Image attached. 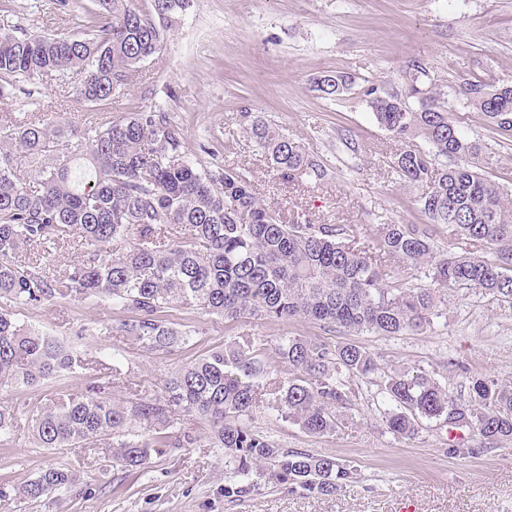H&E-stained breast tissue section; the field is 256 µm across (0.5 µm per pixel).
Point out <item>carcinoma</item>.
<instances>
[{"instance_id":"cac0c4a2","label":"carcinoma","mask_w":512,"mask_h":512,"mask_svg":"<svg viewBox=\"0 0 512 512\" xmlns=\"http://www.w3.org/2000/svg\"><path fill=\"white\" fill-rule=\"evenodd\" d=\"M96 9L76 35L35 36L0 29V97L34 94L44 77H75L83 102L99 104L121 92L132 71L160 49L164 29L129 0H94ZM187 0H149L166 22ZM418 66L405 95L367 91L378 124L400 141L424 138L430 149L402 148L392 168L422 183L420 212L427 224L376 225L357 241L350 224H284L232 168L201 171L181 150V136L164 112H137L79 131L38 122L0 126V298L87 299L100 294L134 316L99 329L131 338L150 352L188 341L162 313L173 306L235 321L304 320L344 336H403L433 324L448 292L474 288L512 308V196L469 165L479 145L449 118L439 94ZM348 77L322 75L316 86L334 97ZM466 101L494 129L512 135V85L464 82ZM418 101L413 108L409 99ZM243 130L286 180L320 178L324 171L299 142L259 113L243 112ZM444 158L451 164H441ZM184 229L173 238V227ZM444 226L464 243L460 252L433 256L432 227ZM82 239L86 258L47 280L16 261L33 244ZM130 242L114 255L111 245ZM495 250L494 259L479 251ZM431 266L426 288L390 275L393 264ZM288 378L260 393L249 379L263 372L255 341L240 336L171 373L160 396L115 399L120 369L81 388L55 393L24 412L0 407V436L28 428L38 448L104 443L125 467H144L172 440L176 416L189 413L210 427L224 450V498L236 501L263 478L292 491L329 496L355 482L357 469L323 454L285 449L250 426L267 407L311 435L336 432L339 410L351 404L357 382L377 387L386 429L411 438L421 419L469 427L489 443L512 441V386L482 375L456 395L423 371L386 372L378 356L355 342L335 345L285 336L277 345ZM87 362L72 349L17 323L0 308V388L30 387L70 374ZM72 470L50 466L17 488L40 501L75 483Z\"/></svg>"}]
</instances>
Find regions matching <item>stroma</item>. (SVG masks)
<instances>
[{
  "mask_svg": "<svg viewBox=\"0 0 512 512\" xmlns=\"http://www.w3.org/2000/svg\"><path fill=\"white\" fill-rule=\"evenodd\" d=\"M93 0H0V28L35 35L81 31ZM442 93L450 119L479 142L474 164L491 181L512 191V137L492 129L466 106L462 81L512 83V0H189L164 32L161 51L139 64L119 98L95 108L77 99L73 81L38 82L32 97L0 99V117L48 119L72 129L85 119H116L132 112L167 113L181 134L182 149L202 170L226 166L244 173L260 198L283 222L354 225L370 240L377 224H421L424 184L402 181L391 168L400 149L377 123L366 91L404 92L415 66ZM342 72L350 81L336 97L318 91L315 78ZM244 112L262 113L301 142L324 169L322 180L284 182L240 125ZM79 239L43 251L30 246L20 258L36 262L45 277L65 271L83 256ZM11 308L25 327L73 346L88 368L34 387L0 389V405L18 408L50 394L108 375L113 351L123 354L124 378L149 395L163 378L237 337H255L264 362L256 386L287 376L276 346L281 337L329 343L341 335L303 320L227 321L202 311L169 309L168 326L188 332V344L150 353L129 337L101 335L103 324H120L125 311L106 295L41 300ZM360 342L386 370H423L453 391L482 374L512 386V309L477 289L449 293L426 331L404 336H364ZM375 386L360 385L335 433L313 436L266 408L253 427L280 446L329 455L355 466L357 483L332 496L313 497L266 485L227 501L224 453L205 440L201 419L183 413L176 430L198 437L193 448H170L148 467L128 470L104 449L37 448L26 434L0 437V512H512V442L482 447L475 431H449L426 420L415 438L388 432L374 399ZM457 453H449V446ZM77 476L53 497L17 499V486L50 465Z\"/></svg>",
  "mask_w": 512,
  "mask_h": 512,
  "instance_id": "35a3bbf8",
  "label": "stroma"
}]
</instances>
